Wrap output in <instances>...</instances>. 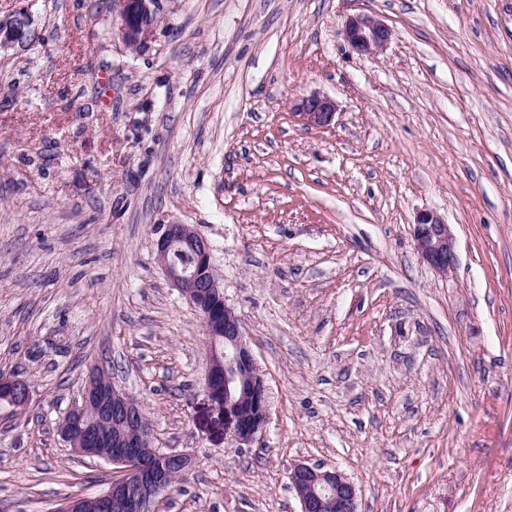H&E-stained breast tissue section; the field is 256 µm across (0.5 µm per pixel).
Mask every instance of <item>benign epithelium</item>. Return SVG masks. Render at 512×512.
Here are the masks:
<instances>
[{
  "label": "benign epithelium",
  "instance_id": "1",
  "mask_svg": "<svg viewBox=\"0 0 512 512\" xmlns=\"http://www.w3.org/2000/svg\"><path fill=\"white\" fill-rule=\"evenodd\" d=\"M160 10V0H113L112 38L127 49L145 47L154 37ZM33 31L32 16L25 7L0 19V53L26 46ZM342 35L350 49L360 55L381 53L391 40L388 25L369 13L347 18ZM337 111L336 101L328 96L302 97L293 105V116L313 128L330 127ZM156 231L159 266L180 298L197 311L206 334L216 337L205 393L211 405L224 414V436L240 448L248 446L267 423V388L241 319L224 297L211 244L188 224H161ZM413 236L420 258L436 273L446 275L454 268V238L437 214L419 212ZM176 254L190 255L192 263H177ZM0 400L18 409L27 406L29 383L18 377H0ZM59 429L74 451L112 463L120 475L106 491L76 497L57 512H110L117 505L126 507L127 512H156L157 503L177 476L192 466L190 455L156 448L141 403L118 388L99 365L90 369L80 403L59 422ZM288 478L298 495L300 512H325L332 506L336 512H359L355 485L337 469L298 463Z\"/></svg>",
  "mask_w": 512,
  "mask_h": 512
}]
</instances>
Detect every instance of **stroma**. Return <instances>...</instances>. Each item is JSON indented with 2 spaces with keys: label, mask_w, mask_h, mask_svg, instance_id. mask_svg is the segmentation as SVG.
Wrapping results in <instances>:
<instances>
[{
  "label": "stroma",
  "mask_w": 512,
  "mask_h": 512,
  "mask_svg": "<svg viewBox=\"0 0 512 512\" xmlns=\"http://www.w3.org/2000/svg\"><path fill=\"white\" fill-rule=\"evenodd\" d=\"M112 0H0L40 40L0 55V512H56L119 472L58 432L90 365L195 466L158 512H300L298 463L360 512H512V0H163L113 41ZM392 32L358 55L347 17ZM338 104L325 129L294 99ZM437 213V275L413 223ZM213 246L267 387L246 448L203 385L208 339L154 228ZM160 0H113L112 39L127 49H141L154 37ZM413 236L420 258L439 275H447L456 264L455 242L446 224L432 211L415 218ZM1 401L15 408H23L30 401L29 383L18 377H0Z\"/></svg>",
  "instance_id": "1"
}]
</instances>
